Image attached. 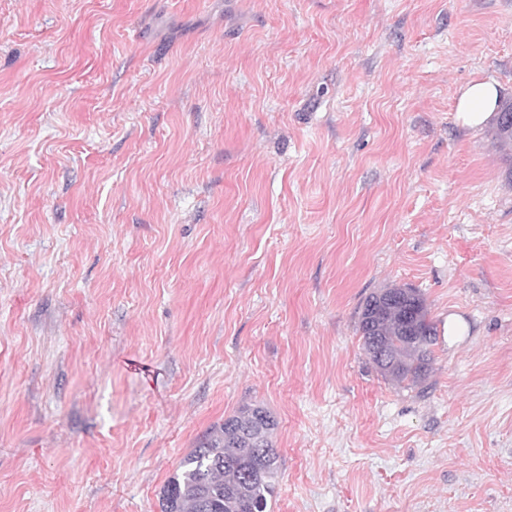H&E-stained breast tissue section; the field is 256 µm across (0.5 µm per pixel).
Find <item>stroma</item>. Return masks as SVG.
<instances>
[{
  "label": "stroma",
  "mask_w": 512,
  "mask_h": 512,
  "mask_svg": "<svg viewBox=\"0 0 512 512\" xmlns=\"http://www.w3.org/2000/svg\"><path fill=\"white\" fill-rule=\"evenodd\" d=\"M512 0H0V512H160L266 407L271 512H512ZM418 288L428 378L357 332ZM498 103V89L494 81L485 79L466 86L456 104V118L468 129L480 128ZM495 139L502 147L512 149V102L502 101L495 118Z\"/></svg>",
  "instance_id": "1"
}]
</instances>
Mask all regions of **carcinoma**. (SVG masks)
<instances>
[{
    "label": "carcinoma",
    "mask_w": 512,
    "mask_h": 512,
    "mask_svg": "<svg viewBox=\"0 0 512 512\" xmlns=\"http://www.w3.org/2000/svg\"><path fill=\"white\" fill-rule=\"evenodd\" d=\"M495 139L512 148V102L495 118ZM357 331L363 350L384 378L415 386L433 360L438 333L423 294L394 285L363 302ZM277 421L259 405L241 407L212 425L161 492V512H270L279 483L272 436Z\"/></svg>",
    "instance_id": "1"
}]
</instances>
